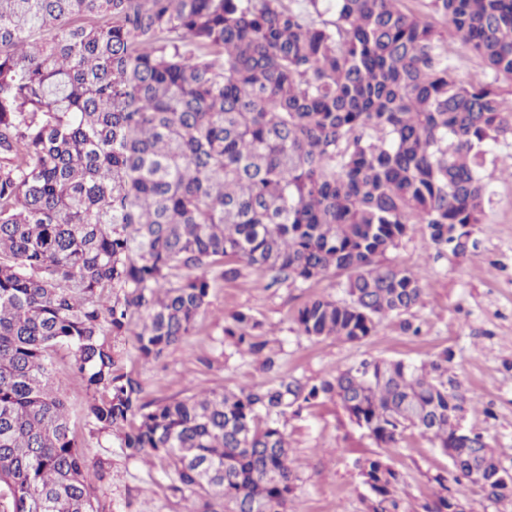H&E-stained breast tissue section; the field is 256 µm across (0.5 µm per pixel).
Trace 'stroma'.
Instances as JSON below:
<instances>
[{
	"mask_svg": "<svg viewBox=\"0 0 512 512\" xmlns=\"http://www.w3.org/2000/svg\"><path fill=\"white\" fill-rule=\"evenodd\" d=\"M495 156L488 168L493 203L484 223L469 228L473 248L459 254L438 250L417 224L387 253L389 263L420 274L423 296L403 317L384 319L376 334L356 343L304 336L295 312L316 295L342 298L335 279L268 288L262 273L246 268L214 289L192 335L159 359L144 361L133 337L114 340L120 365L140 376L147 400L159 402L204 390L270 387L285 375L313 383L364 359L419 364L446 349L452 353L450 374L467 392L465 426L483 433L501 466L512 472V179L502 173L512 165V145L500 146ZM239 309L251 310L262 323L260 353L244 352L224 334ZM405 321L416 333L402 330ZM54 359V388L67 402L87 462L86 479L107 512H197L200 500L174 491L167 460L129 456L116 436L97 432L84 419L86 392L69 371L71 353L58 349ZM260 420L276 423L288 436L294 477L288 512H370L373 494L359 464L374 455L399 476L394 491L399 512H425L438 475L448 477L449 493L460 497L468 512H512V501L494 500L479 486L455 480L448 456L419 431L406 430L393 446L379 444L329 399L283 415L264 412Z\"/></svg>",
	"mask_w": 512,
	"mask_h": 512,
	"instance_id": "stroma-1",
	"label": "stroma"
}]
</instances>
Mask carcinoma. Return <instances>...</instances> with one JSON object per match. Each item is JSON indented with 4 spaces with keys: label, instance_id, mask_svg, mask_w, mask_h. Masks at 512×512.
<instances>
[{
    "label": "carcinoma",
    "instance_id": "carcinoma-1",
    "mask_svg": "<svg viewBox=\"0 0 512 512\" xmlns=\"http://www.w3.org/2000/svg\"><path fill=\"white\" fill-rule=\"evenodd\" d=\"M0 0V512H105L53 387L71 351L87 422L129 455L169 460L210 512H288V440L259 412L336 399L375 440L416 429L472 460L497 500L512 475L463 408L444 349L416 366L364 360L330 379L144 398L112 337L160 357L191 336L241 267L268 286L345 277L294 320L355 343L420 303L418 275L383 262L414 224L464 251L492 204L485 176L512 141V0ZM455 40L479 61L464 80ZM260 323L239 310L236 344ZM372 512L398 474L360 464ZM428 512L456 497L437 476Z\"/></svg>",
    "mask_w": 512,
    "mask_h": 512
}]
</instances>
